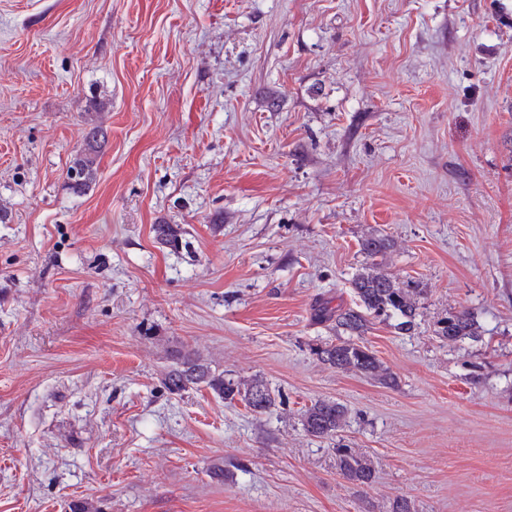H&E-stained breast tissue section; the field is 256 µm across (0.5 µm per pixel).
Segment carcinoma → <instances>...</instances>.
<instances>
[{"mask_svg": "<svg viewBox=\"0 0 512 512\" xmlns=\"http://www.w3.org/2000/svg\"><path fill=\"white\" fill-rule=\"evenodd\" d=\"M104 139L103 132L96 127L85 136V147L80 150L71 167V179L83 187L92 180L98 148ZM392 248L385 235L370 236L361 241L360 252L364 265L352 279V288L357 299L356 307L338 308L334 311L320 308L317 316L336 322V341L326 343L314 350L318 358L337 369H354L368 376H377L381 371L378 359L366 346L354 337L368 329L369 317L397 319L395 328L409 332L415 326L417 305L416 289L402 285L380 271L381 259ZM436 336L451 342L469 339L478 341L483 336L480 324L466 310L448 313L439 320ZM164 387L172 394L192 388L206 387L218 397L237 401L253 413L261 414L275 405V395L262 380L236 382L224 378V373L212 369L209 362L199 355L187 353L179 358L176 366L168 370L163 378ZM345 405L329 399H317L303 411L301 424L304 432L313 438L325 439L336 435L347 422ZM336 463L340 473L348 480L368 485L375 479V471L368 460L343 445L336 447Z\"/></svg>", "mask_w": 512, "mask_h": 512, "instance_id": "1", "label": "carcinoma"}]
</instances>
